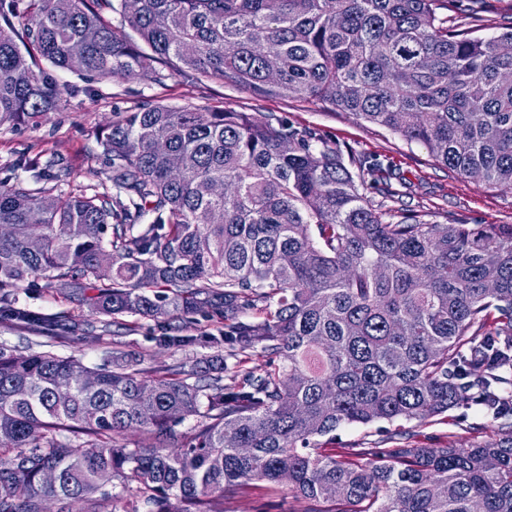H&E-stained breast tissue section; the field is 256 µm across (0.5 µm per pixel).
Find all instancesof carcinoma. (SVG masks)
<instances>
[{"mask_svg": "<svg viewBox=\"0 0 512 512\" xmlns=\"http://www.w3.org/2000/svg\"><path fill=\"white\" fill-rule=\"evenodd\" d=\"M454 2L115 0L116 26L99 0H0V125L57 108L37 55L97 80L162 65L328 103L512 190V26L474 36L443 14ZM99 143L110 195L0 186V323L63 329L10 298L41 278L97 314L161 320L162 346L224 351V377L1 347L0 512H217L254 482L301 512H512V224L393 222L366 196L381 164L282 117L155 105ZM185 314L223 329L189 334ZM463 405L497 422L466 447H334L346 426Z\"/></svg>", "mask_w": 512, "mask_h": 512, "instance_id": "obj_1", "label": "carcinoma"}]
</instances>
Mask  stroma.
<instances>
[{
    "label": "stroma",
    "instance_id": "stroma-1",
    "mask_svg": "<svg viewBox=\"0 0 512 512\" xmlns=\"http://www.w3.org/2000/svg\"><path fill=\"white\" fill-rule=\"evenodd\" d=\"M465 9L479 15L478 34L488 37L512 25V0H461ZM61 105L39 123L0 125V182L29 180L18 167L20 155L40 156L42 161H60L71 177L65 192L94 195L111 191L97 136L116 113L150 105H187L231 112H254L283 117L301 130H311L337 143L343 151L370 155L388 164L397 197L370 191L374 206L392 213L412 211L419 220L436 224H512V192H503L437 165L426 147L405 140L386 129L356 120L352 115L320 102L286 97H260L219 80L197 81L191 74L161 70L141 79L115 76L94 80L68 71L55 74ZM14 298L19 307L63 320L69 331L54 340V353L73 356L90 366L112 358H139L146 375L180 366H192L201 357L198 348L173 352L158 346L157 321L137 315L101 316L89 312L80 295L49 288H22ZM451 422H430L414 442L465 445L491 428L489 417L476 408L453 409ZM404 421L351 426L336 433L337 447L370 448L374 443L408 430ZM221 512H299L291 496L254 486L249 495L225 494Z\"/></svg>",
    "mask_w": 512,
    "mask_h": 512
}]
</instances>
